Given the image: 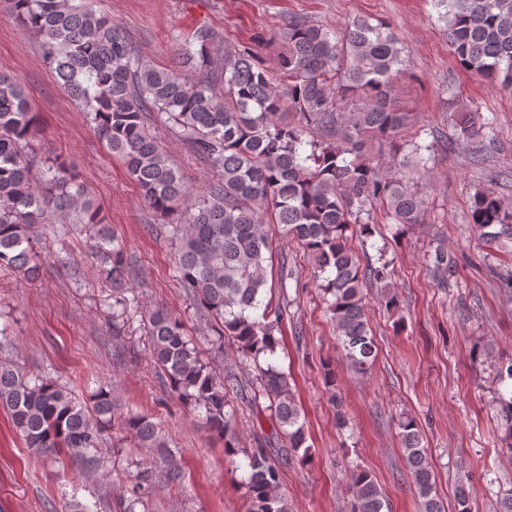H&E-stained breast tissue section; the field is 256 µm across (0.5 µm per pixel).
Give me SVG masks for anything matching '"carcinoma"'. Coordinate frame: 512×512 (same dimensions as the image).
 <instances>
[{
    "instance_id": "1",
    "label": "carcinoma",
    "mask_w": 512,
    "mask_h": 512,
    "mask_svg": "<svg viewBox=\"0 0 512 512\" xmlns=\"http://www.w3.org/2000/svg\"><path fill=\"white\" fill-rule=\"evenodd\" d=\"M444 9L448 43L467 72L512 85V0H433ZM18 23L39 38L44 65L61 88L83 106L88 121L112 156L137 183L146 206L166 223L151 231L177 247L182 287L199 316L215 322L218 347L228 339L238 367L256 370L250 400L268 401L273 434L288 440L281 459L308 456L305 422L288 375L270 361L285 310L271 307L267 257L270 225L295 241L312 262L328 296L342 356L357 373L377 358L365 315L363 284L381 288L396 305L384 249L377 264H363L348 244L351 225L371 237L370 209L377 204L395 224L424 222L425 200L410 178L429 172V146L412 113L391 103L393 80L404 58L384 23L358 18L334 34L300 20L288 21L280 59L283 87L249 48L223 49V38L200 26L180 47L177 69H158L132 44L121 26L97 8L98 0H7ZM166 126L215 173L199 192L170 163L151 132ZM491 122L467 109L456 129L466 141L483 142ZM40 126L19 77L0 72V268L34 280L42 265V236L63 239L77 227L92 232L98 271L112 287V319L127 311L122 292L131 287L133 263L102 207L85 191L63 159L47 163L38 152ZM394 143L386 170L367 151L378 138ZM470 223L490 240L512 241V211L489 188L475 192ZM149 354L170 390L213 433L224 437L229 456L244 455L240 484L247 512H289L279 493L280 469L267 449L235 447L230 396L240 390L238 373L219 374L204 362L180 318L163 306L144 314ZM505 448L512 454V396L500 395ZM0 408L7 411L27 447L61 453L85 468L98 467L105 431L121 428L136 448L163 455L166 479L180 481L176 459L162 430L144 412L125 411L112 391L100 387L86 399L43 375H27L0 363ZM420 512H445L416 422L399 423ZM136 512L138 491L151 488L156 467L129 460ZM352 512H390L372 475L352 474Z\"/></svg>"
}]
</instances>
